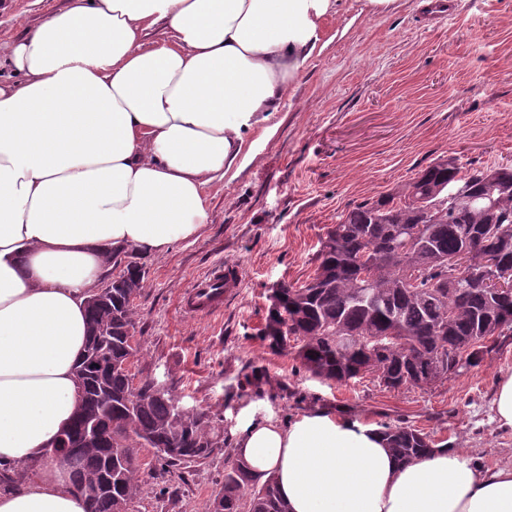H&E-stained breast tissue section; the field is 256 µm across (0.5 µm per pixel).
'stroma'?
<instances>
[{
    "label": "stroma",
    "instance_id": "1",
    "mask_svg": "<svg viewBox=\"0 0 512 512\" xmlns=\"http://www.w3.org/2000/svg\"><path fill=\"white\" fill-rule=\"evenodd\" d=\"M70 0H0V83L19 81L11 47ZM394 0L368 10L342 0L324 17L320 41L279 111L251 135L253 160L230 185L203 194L209 222L199 237L144 257L147 277L132 306L133 371L172 390L180 405L208 412L222 430L254 405L290 419L315 408L371 426L403 419L487 467L512 464V432L498 430L492 394L512 372V337L467 374L428 389L389 390L367 377L327 384L292 354L261 339L269 288L304 284L319 239L349 208L395 193L440 156L462 165L512 163V0ZM219 262L241 278L218 317L179 305ZM135 512H205L224 480L223 450L172 467L154 449Z\"/></svg>",
    "mask_w": 512,
    "mask_h": 512
}]
</instances>
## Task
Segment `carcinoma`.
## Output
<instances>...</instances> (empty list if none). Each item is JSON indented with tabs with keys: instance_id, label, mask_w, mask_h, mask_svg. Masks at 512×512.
Listing matches in <instances>:
<instances>
[{
	"instance_id": "1",
	"label": "carcinoma",
	"mask_w": 512,
	"mask_h": 512,
	"mask_svg": "<svg viewBox=\"0 0 512 512\" xmlns=\"http://www.w3.org/2000/svg\"><path fill=\"white\" fill-rule=\"evenodd\" d=\"M461 195L450 211L448 185ZM475 262L448 281V256ZM318 265L300 288L270 289L262 339L274 353L291 350L299 368L322 381L347 384L371 374L383 386L427 388L459 377L512 335V295L480 286L488 275L512 278V165L472 167L466 174L442 156L396 193L354 205L320 242ZM120 269L112 295L87 308L89 339L77 366L90 384L79 395L69 434L52 458L86 501L87 512H130L143 491L140 448L171 466L203 462L225 444L210 415L179 405L170 389L140 381L131 395L123 364L134 356L133 298L146 268L133 251L113 254ZM101 420L94 442L88 423ZM378 433L401 461L433 451L434 440L407 422H382ZM112 472V492L99 487ZM206 512H288L273 478L262 479L236 456Z\"/></svg>"
}]
</instances>
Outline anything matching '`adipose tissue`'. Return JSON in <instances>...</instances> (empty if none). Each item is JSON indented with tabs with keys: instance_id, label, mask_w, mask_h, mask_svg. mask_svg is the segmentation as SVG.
<instances>
[{
	"instance_id": "1",
	"label": "adipose tissue",
	"mask_w": 512,
	"mask_h": 512,
	"mask_svg": "<svg viewBox=\"0 0 512 512\" xmlns=\"http://www.w3.org/2000/svg\"><path fill=\"white\" fill-rule=\"evenodd\" d=\"M340 0H71L12 47L0 85V512H86L49 464L72 417L86 300L112 252L157 256L198 237L206 184L250 158ZM166 41L146 45L158 23ZM237 457L289 512H512V466L461 449L405 464L375 428L317 409L246 407Z\"/></svg>"
}]
</instances>
